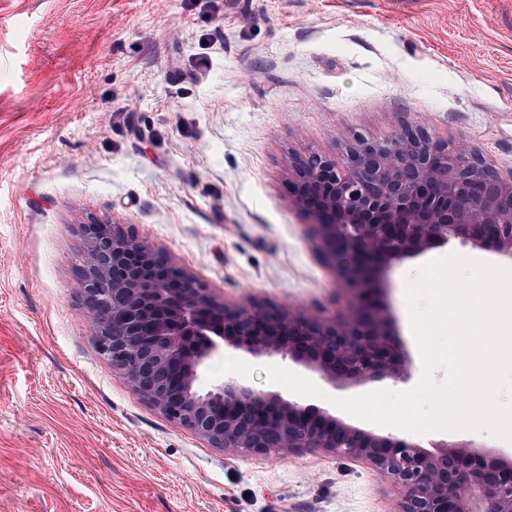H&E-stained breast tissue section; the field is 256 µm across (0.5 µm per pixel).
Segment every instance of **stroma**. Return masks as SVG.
<instances>
[{"label":"stroma","instance_id":"35a3bbf8","mask_svg":"<svg viewBox=\"0 0 512 512\" xmlns=\"http://www.w3.org/2000/svg\"><path fill=\"white\" fill-rule=\"evenodd\" d=\"M409 123L512 171V0H0V512H397L320 448L235 454L100 353L83 224L122 225L219 301L341 307L287 184L292 156ZM390 327L420 355L404 277Z\"/></svg>","mask_w":512,"mask_h":512}]
</instances>
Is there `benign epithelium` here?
<instances>
[{
	"instance_id": "1",
	"label": "benign epithelium",
	"mask_w": 512,
	"mask_h": 512,
	"mask_svg": "<svg viewBox=\"0 0 512 512\" xmlns=\"http://www.w3.org/2000/svg\"><path fill=\"white\" fill-rule=\"evenodd\" d=\"M288 184L317 251L338 269L344 311L317 318L220 302L136 235L98 221L84 225L78 288L101 352L137 395L214 448H322L363 462L390 481L398 512H512V452L480 454L475 442L458 441L434 454L236 379L199 386L223 346L292 361L333 385L410 381L380 277L451 240L511 259L512 173L504 178L477 151L407 126L383 140L355 134L338 157L301 154Z\"/></svg>"
}]
</instances>
